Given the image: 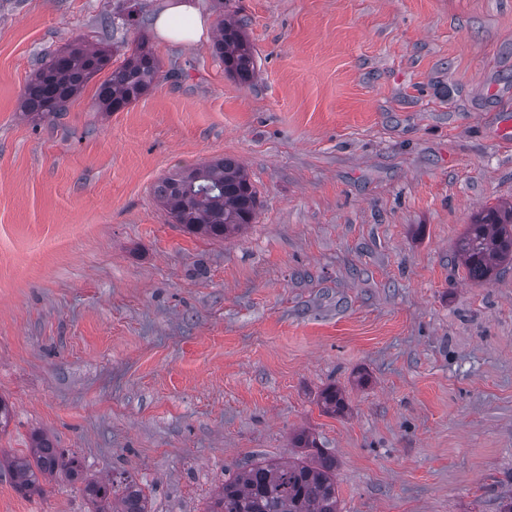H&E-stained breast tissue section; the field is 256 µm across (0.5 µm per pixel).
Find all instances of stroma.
I'll return each mask as SVG.
<instances>
[{
  "instance_id": "35a3bbf8",
  "label": "stroma",
  "mask_w": 512,
  "mask_h": 512,
  "mask_svg": "<svg viewBox=\"0 0 512 512\" xmlns=\"http://www.w3.org/2000/svg\"><path fill=\"white\" fill-rule=\"evenodd\" d=\"M0 0V451L33 432L153 512H205L253 459L308 430L340 512H498L512 487V267L470 281L455 245L512 203V0ZM257 53L241 83L219 14ZM138 43L162 79L100 112L89 83L31 119L32 73L70 44ZM233 157L258 191L226 240L169 223L155 185ZM342 415L321 412L328 386ZM82 482L0 512H88ZM154 21L156 34L171 42L185 43L197 41L202 36L206 20L193 5L181 0H170ZM213 51L224 61V70L230 76L246 83L255 71L254 51L243 31V22L234 18H220L216 25Z\"/></svg>"
}]
</instances>
